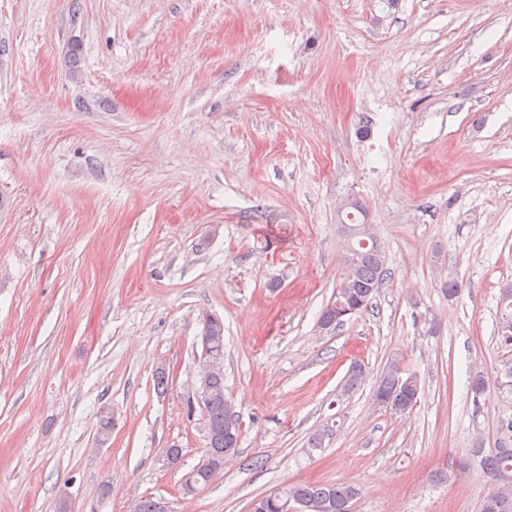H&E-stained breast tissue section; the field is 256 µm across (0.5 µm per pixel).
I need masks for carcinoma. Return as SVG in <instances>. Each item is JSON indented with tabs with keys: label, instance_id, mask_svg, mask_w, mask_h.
<instances>
[{
	"label": "carcinoma",
	"instance_id": "obj_1",
	"mask_svg": "<svg viewBox=\"0 0 512 512\" xmlns=\"http://www.w3.org/2000/svg\"><path fill=\"white\" fill-rule=\"evenodd\" d=\"M345 242V257L340 273L335 299L321 312L318 323L339 324L342 308L358 306L365 309L374 294L388 277L386 253L375 225L368 223L363 206L354 204L345 213L340 224ZM498 331L505 345L512 344V284L502 287L498 315ZM407 371L406 359L397 355L390 360L386 370L376 382L374 398L391 399L389 411L404 415L417 403L420 384L414 374H409L410 385L398 386L401 373ZM366 378L364 365L347 371L342 384V394L357 389ZM210 399L206 412L207 449L205 458L188 473L189 492L209 486L224 468V449L238 447L242 431L239 414L229 413L228 399L224 397V373H217L209 381ZM480 465L494 489L482 505V512H512V418L503 419L497 427L493 450L483 453L477 448ZM358 490L344 484H287L258 497L257 512H282L287 500H303L309 505L308 512H351L353 499Z\"/></svg>",
	"mask_w": 512,
	"mask_h": 512
}]
</instances>
